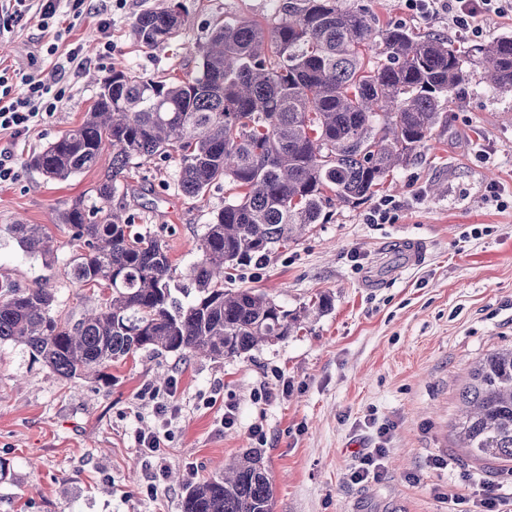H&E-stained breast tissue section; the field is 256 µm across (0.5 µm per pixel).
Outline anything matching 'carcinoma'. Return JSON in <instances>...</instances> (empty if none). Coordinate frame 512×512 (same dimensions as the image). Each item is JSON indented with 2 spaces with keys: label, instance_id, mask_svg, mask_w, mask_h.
I'll use <instances>...</instances> for the list:
<instances>
[{
  "label": "carcinoma",
  "instance_id": "carcinoma-1",
  "mask_svg": "<svg viewBox=\"0 0 512 512\" xmlns=\"http://www.w3.org/2000/svg\"><path fill=\"white\" fill-rule=\"evenodd\" d=\"M184 24L165 6L139 14L132 34L152 48ZM199 52L198 73L183 79L112 69L86 120L30 160L46 177L65 180L112 150L97 200L76 199L59 213L81 244L67 275L109 292L106 302L63 317L45 284L22 286L0 272V342L26 347L63 378H101L138 351L216 361L287 339L301 313L261 289L224 288L232 272L258 268L275 248L301 241L326 223L325 209L371 199L447 126V105L469 67L481 65L491 88L512 90V36L465 51L400 24L377 31L364 10L337 0H288L272 25L226 22ZM157 156L178 162L188 197L220 180L239 189L204 227L190 270L196 293L186 303L172 295L166 243L112 209L131 161ZM0 233L29 256L56 252L42 224H6ZM460 402L456 440L474 462L512 476V347L485 354ZM274 505L273 481L250 451L224 475L193 486L182 509L274 512Z\"/></svg>",
  "mask_w": 512,
  "mask_h": 512
}]
</instances>
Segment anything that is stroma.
Listing matches in <instances>:
<instances>
[{
  "label": "stroma",
  "instance_id": "stroma-1",
  "mask_svg": "<svg viewBox=\"0 0 512 512\" xmlns=\"http://www.w3.org/2000/svg\"><path fill=\"white\" fill-rule=\"evenodd\" d=\"M177 2L186 26L153 48L135 41L132 24L162 0H86L79 15L60 0L47 26L35 11L18 24L0 16V69L48 72L77 46L84 58L60 79L53 112L19 139L0 136L19 172L0 183V226L45 225L57 248L48 267L1 235L0 269L24 285L49 280L59 313L79 315L106 297L65 275L71 232L56 213L93 197L108 162L57 181L29 167L30 157L82 123L111 67L158 80L195 75L196 48L216 23L271 24L286 0ZM338 4L364 9L379 28L452 33L447 16L419 17L405 0ZM176 169L171 158L142 163L112 205L166 242L175 295L185 302L203 228L236 189L218 182L190 198ZM494 185L498 205L486 200ZM388 197L401 203L395 220L368 223ZM415 242L416 262L408 257ZM234 285L262 289L292 312L323 295L330 303L294 336L238 357L137 353L108 367L107 386L91 375L64 379L22 346L0 343V512H182L190 486L223 475L225 463L249 450L261 453L273 479L274 512H448L449 495H470L472 479L512 495V481L473 464L449 428L476 361L512 345V91L470 79L447 127L376 196L331 210L264 268L240 271ZM171 384L178 413L159 428L167 476L151 494L156 461L136 436L157 428V396ZM269 390L276 399L266 400ZM229 404L236 421L228 427ZM383 423L391 430L382 442L375 428ZM258 425L264 437L253 436ZM380 442L388 450L381 479L351 483L354 451ZM435 458L444 467H433Z\"/></svg>",
  "mask_w": 512,
  "mask_h": 512
}]
</instances>
